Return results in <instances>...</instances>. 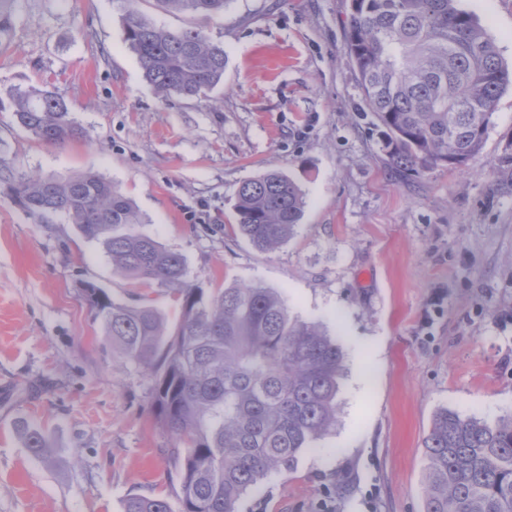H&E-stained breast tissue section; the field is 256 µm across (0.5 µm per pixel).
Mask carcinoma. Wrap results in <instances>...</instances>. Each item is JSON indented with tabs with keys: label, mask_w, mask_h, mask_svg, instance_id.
<instances>
[{
	"label": "carcinoma",
	"mask_w": 512,
	"mask_h": 512,
	"mask_svg": "<svg viewBox=\"0 0 512 512\" xmlns=\"http://www.w3.org/2000/svg\"><path fill=\"white\" fill-rule=\"evenodd\" d=\"M125 3V42L142 75L163 96L208 100L224 80L227 54L199 27L156 26ZM168 13L213 20L233 0H155ZM345 48L364 101L381 127L386 164L421 178L439 166L465 168L480 153L499 94L512 85L497 46L457 0H352ZM15 123L63 145L83 134L66 101L46 89H17ZM0 183L38 221L63 214L97 242L115 273L170 291L181 312L112 300L87 281L82 296L103 323L112 349L152 380L158 421L179 442L182 496H133L125 512H239L247 496L294 471L336 423L344 351L322 324L293 314L258 284L209 291L193 284L183 256L139 229L133 202L95 173L64 181L13 174ZM305 194L285 172L243 181L235 193L237 232L260 251L290 240ZM17 431L36 456L53 457L41 428ZM424 512H512V414L494 423L438 412L425 442Z\"/></svg>",
	"instance_id": "obj_1"
}]
</instances>
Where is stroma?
Segmentation results:
<instances>
[{"instance_id":"obj_1","label":"stroma","mask_w":512,"mask_h":512,"mask_svg":"<svg viewBox=\"0 0 512 512\" xmlns=\"http://www.w3.org/2000/svg\"><path fill=\"white\" fill-rule=\"evenodd\" d=\"M459 6L512 69V0ZM350 12L351 0H232L201 23L228 56L206 103L147 84L123 0H17L0 34V158L14 173L102 176L193 283L274 289L342 345L334 428L241 512H424L435 412L512 413V88L467 169L401 178L363 109ZM19 87L61 95L82 138L55 146L18 127ZM268 170L292 176L306 207L288 243L261 252L236 231L234 193ZM88 280L180 317L166 289L115 275L67 219L35 221L0 193V512L177 499V441L150 407V377L113 352L82 298ZM21 418L46 432L54 462L24 447Z\"/></svg>"}]
</instances>
